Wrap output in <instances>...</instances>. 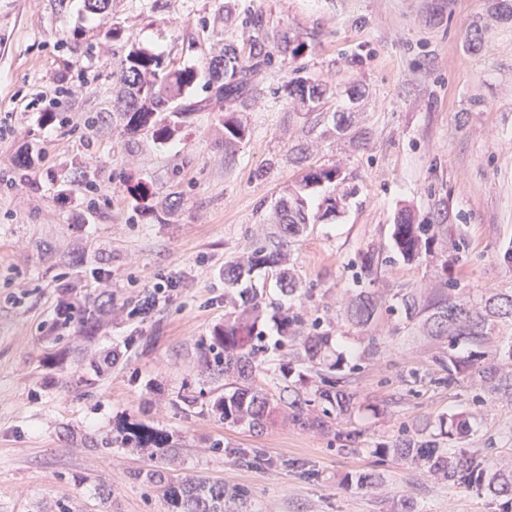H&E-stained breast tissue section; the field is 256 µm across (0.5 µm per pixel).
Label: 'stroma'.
I'll list each match as a JSON object with an SVG mask.
<instances>
[{"label": "stroma", "instance_id": "obj_1", "mask_svg": "<svg viewBox=\"0 0 512 512\" xmlns=\"http://www.w3.org/2000/svg\"><path fill=\"white\" fill-rule=\"evenodd\" d=\"M498 0H112L99 20L82 0H0V512H166L159 490L136 480L149 466L172 482L194 477L247 493L246 512H499L473 489L425 477L414 463L381 459L378 443L416 434L442 414L467 413L464 445L512 458V398L440 382L430 354L398 315L364 330L339 312L355 294L359 256H387L380 288H434L427 261L393 255L391 226L446 216L437 258L461 297L512 290V20ZM257 16L271 66L252 77L246 140L224 148L221 104L197 112L168 142L126 133L112 107L120 50L113 29L200 77L224 40L248 46ZM300 36L297 55L276 50ZM311 78L333 98L306 108L287 85ZM349 113L338 133L332 115ZM343 181L307 192L310 222L288 254L301 289L282 293L270 269L252 282L269 303L321 319L331 351L353 365L360 396L342 428L356 449L285 419L263 432L228 425L211 410L224 376L202 353L235 311L224 264L278 231L275 200L308 166ZM335 198L327 213L326 198ZM175 289L151 315L130 310L159 279ZM107 288L112 311L94 339L61 329L58 308ZM262 384L283 377L291 342L266 317ZM377 356L361 359L364 335ZM185 395L195 406L181 405ZM135 419L165 432L171 454L123 444ZM258 450L267 464L249 462ZM376 474L373 491L355 479Z\"/></svg>", "mask_w": 512, "mask_h": 512}]
</instances>
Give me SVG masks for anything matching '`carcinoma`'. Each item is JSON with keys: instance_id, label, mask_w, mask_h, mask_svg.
<instances>
[{"instance_id": "obj_1", "label": "carcinoma", "mask_w": 512, "mask_h": 512, "mask_svg": "<svg viewBox=\"0 0 512 512\" xmlns=\"http://www.w3.org/2000/svg\"><path fill=\"white\" fill-rule=\"evenodd\" d=\"M267 34L252 40L248 55L243 56L233 44L224 47V53L215 57L208 67L207 86L215 102L226 106L230 115L224 117V150H230L247 137L244 123L233 116L244 112L252 98L250 77L270 65L271 55L266 49ZM197 72L192 68L165 70L162 56L130 42L120 56L117 80L122 83V95L115 103L130 134H146L159 143L168 141L181 120L194 112L209 107L205 100L185 101L186 93L196 82ZM327 94V88L316 81L298 79L289 95L301 102L311 103ZM340 172L334 168L309 170L300 183L276 203L275 210L282 232L280 241L272 248L249 250L245 255L224 266V286L235 288L257 268H271L276 272L277 286L288 294L297 292L293 269L289 266L287 237L296 236L309 223L306 191L321 183L338 180ZM448 231L446 224H417L408 213L397 216L392 225L395 253L408 262L419 261L434 253L438 238ZM383 259L369 249L362 254L356 272V283L364 285L351 296L341 317L365 328L374 325L381 310L398 312L410 332L424 337L433 348L432 359L448 375V382L470 378L494 393L512 395V345L499 352L497 359L487 357L485 348L497 324L512 325V293L488 288L480 300L471 301L455 296L448 288V262L437 269L440 287L421 293L414 288L371 289L376 282ZM241 312L224 321L216 329L207 351L213 354L214 364L221 367L229 380L230 391L214 400L213 411L227 424L246 425L258 432L277 414L306 430L335 434L336 440L356 443L359 433L339 428L341 420L351 416L357 393L349 388L350 375L342 372L343 359L327 361L331 335L319 330L314 323L303 336L305 320L299 314H278L283 337L299 340L303 347V365L311 378L319 380L312 394L292 390L288 400L276 401L258 379L265 373L261 359L264 333L260 329L263 315L262 295L255 288L239 291ZM82 335L92 337L101 319L96 309L82 311L78 317ZM464 343L469 351L455 353ZM469 416L464 413L441 415L426 424L415 436L397 438L380 444L373 454L409 460L422 472L440 480L465 488H476L493 498L504 499L503 512H512V459L486 460L466 448H449L447 442H462L471 436ZM125 439L140 448L169 450L167 435L138 421L124 426ZM136 478L147 485H164L165 499L173 512H224V502L245 497L241 489H227L224 485L207 484L187 478L174 485L165 481L159 469H147Z\"/></svg>"}]
</instances>
